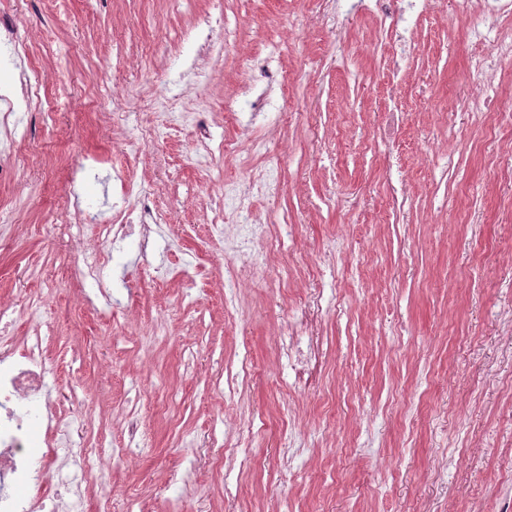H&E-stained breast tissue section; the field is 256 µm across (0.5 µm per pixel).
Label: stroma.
Instances as JSON below:
<instances>
[{
    "label": "stroma",
    "instance_id": "35a3bbf8",
    "mask_svg": "<svg viewBox=\"0 0 512 512\" xmlns=\"http://www.w3.org/2000/svg\"><path fill=\"white\" fill-rule=\"evenodd\" d=\"M225 15L232 42L201 49L207 16ZM476 20H426L415 64L397 96L404 126L372 141L383 71L392 52L371 24L350 18L337 38L324 0H0V27L27 43L24 66L40 80L38 103L0 128V149L20 141L17 177L0 181V297L42 301L51 321L48 362L67 388L62 423L80 422L112 465L98 507L135 496L146 512H505L512 505V160L487 130L496 113L462 111L484 73ZM249 81L271 87L264 115L225 112ZM183 91L187 115L170 130L161 90ZM71 107L48 113L61 90ZM351 116L349 132L314 137ZM454 115L449 173L437 151ZM286 124L267 143L287 156L280 194L256 199L260 223L298 224L292 252L272 253L263 282L224 309V256L200 260L214 224L237 221L224 183L251 168L224 157L225 136ZM212 138L200 145L196 122ZM154 126L159 149L134 138ZM400 163L415 195L402 222L384 205L386 167ZM149 197L165 223L147 249L112 244L97 278L81 274L84 242L38 234L64 204L66 174L82 169L83 207L122 221L113 168ZM447 192L444 210L433 201ZM321 265L339 309L323 312L326 352L314 389L296 393L282 375L279 333ZM196 276L190 307L171 276ZM139 273L133 292L124 282ZM249 350L252 378L226 367ZM77 395H70V387ZM140 420L138 448L125 421ZM296 445L281 447L284 434ZM220 445L238 479L227 502L224 473L204 463L202 441Z\"/></svg>",
    "mask_w": 512,
    "mask_h": 512
}]
</instances>
